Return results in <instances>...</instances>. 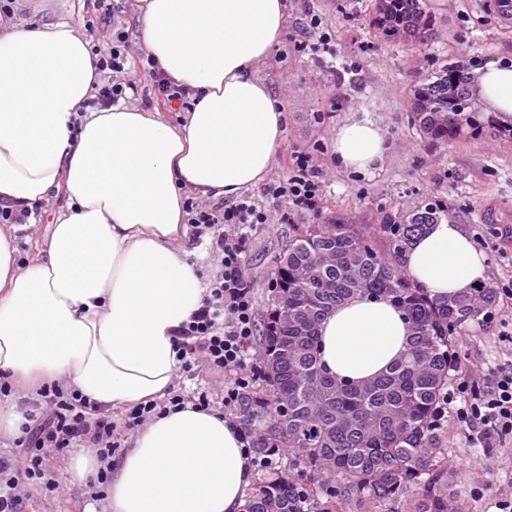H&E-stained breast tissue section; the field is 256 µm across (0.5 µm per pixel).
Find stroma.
I'll return each mask as SVG.
<instances>
[{"instance_id":"obj_1","label":"stroma","mask_w":512,"mask_h":512,"mask_svg":"<svg viewBox=\"0 0 512 512\" xmlns=\"http://www.w3.org/2000/svg\"><path fill=\"white\" fill-rule=\"evenodd\" d=\"M480 2L431 0L445 36L429 49L412 50L374 33L363 0H287V35L307 48L287 56L275 47L257 75L284 102L282 159L296 150L311 152L322 195L318 211L251 230L245 266L257 325H264L272 309L276 260L292 236L311 224L369 230L427 203L464 226L486 256L488 284L512 285V139L486 135L493 118L479 110L480 132L437 144L416 131L408 106L414 86L443 60L512 62V26L499 25ZM314 16L321 24L313 31L308 24ZM98 18L97 0H16L9 21L22 26L64 21L101 45L108 33ZM89 20L95 21L94 29H86ZM350 120L372 122L386 137L383 162L364 173L338 167L332 155L337 128ZM282 159L266 183L285 177ZM67 203L60 191L36 206L35 225L17 234L21 263L44 259L48 226ZM452 349L459 361L454 382L464 383L470 396L484 391L495 367L512 357V300L498 297L491 320L457 330ZM55 470L61 494L32 489L34 512H106V497L90 482L70 481L65 463H56ZM448 472L465 512H499L497 501L512 496V446L482 447L449 418Z\"/></svg>"}]
</instances>
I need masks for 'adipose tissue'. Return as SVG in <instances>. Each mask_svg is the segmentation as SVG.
I'll use <instances>...</instances> for the list:
<instances>
[{"label": "adipose tissue", "mask_w": 512, "mask_h": 512, "mask_svg": "<svg viewBox=\"0 0 512 512\" xmlns=\"http://www.w3.org/2000/svg\"><path fill=\"white\" fill-rule=\"evenodd\" d=\"M141 45L192 93L180 124L123 103L88 106L100 80L70 24L0 28V202L69 203L47 258L21 264L0 228V373L37 390L59 381L113 409L163 398L178 365L176 330L209 294L179 246L188 196L231 198L260 184L282 147L284 106L255 70L287 29V0H138ZM478 105L512 123V63L477 71ZM337 163L366 172L386 153L375 124L336 130ZM431 296L484 282L487 260L460 225L431 224L406 256ZM393 303L356 296L319 330L320 358L347 382L406 350ZM253 478L238 431L193 407L149 420L112 473L109 512H241Z\"/></svg>", "instance_id": "adipose-tissue-1"}]
</instances>
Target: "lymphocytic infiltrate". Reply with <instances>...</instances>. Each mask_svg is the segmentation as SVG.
<instances>
[{
	"mask_svg": "<svg viewBox=\"0 0 512 512\" xmlns=\"http://www.w3.org/2000/svg\"><path fill=\"white\" fill-rule=\"evenodd\" d=\"M92 53L96 69L112 74L111 82L98 92L97 102L101 106L114 105L127 91L136 90L127 68L133 58L138 61V70L151 78L157 105L170 110L184 101V89L165 77L154 58L133 54L132 35L124 27L113 26L106 47H93ZM321 187L311 153L296 151L291 155L285 177L268 185L266 193L288 199L294 210L303 212L317 206ZM184 211L187 223L195 231L217 229L214 248L221 257V272L201 308L175 333L178 370L190 379L204 368L224 373V416L238 425L241 442L250 449L254 446L253 435L241 426L237 412L255 374L254 364L247 361L256 320L254 299L246 283L244 255L251 228L271 223L272 215L262 202L252 198L210 210L200 208L190 199L185 202ZM188 404L203 411L211 407L205 392L187 396L171 391L164 400H149L126 408L117 420L111 410L61 383L42 386L33 410L27 415L16 452L0 455V512H22V486L35 485L49 495L59 492L56 474L47 466L50 457L80 446L104 461H111L121 446L122 430L138 428L154 416L183 409ZM456 417L468 428L475 443L488 447L512 439V358L498 365L488 390L458 408Z\"/></svg>",
	"mask_w": 512,
	"mask_h": 512,
	"instance_id": "f902f5d3",
	"label": "lymphocytic infiltrate"
}]
</instances>
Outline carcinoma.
Returning a JSON list of instances; mask_svg holds the SVG:
<instances>
[{
	"label": "carcinoma",
	"mask_w": 512,
	"mask_h": 512,
	"mask_svg": "<svg viewBox=\"0 0 512 512\" xmlns=\"http://www.w3.org/2000/svg\"><path fill=\"white\" fill-rule=\"evenodd\" d=\"M372 10L386 40L425 49L442 36L429 0H372ZM475 69L445 60L414 88L413 123L427 139L446 144L479 128ZM435 221L427 205L371 232L312 224L288 241L274 271L260 373L240 408L255 451L288 463L261 470L243 512H449L438 417L455 367L451 336L484 320L497 294L480 285L433 298L411 279L404 255ZM357 295L394 303L411 327L404 356L361 385L327 375L317 348L323 318Z\"/></svg>",
	"instance_id": "carcinoma-1"
}]
</instances>
